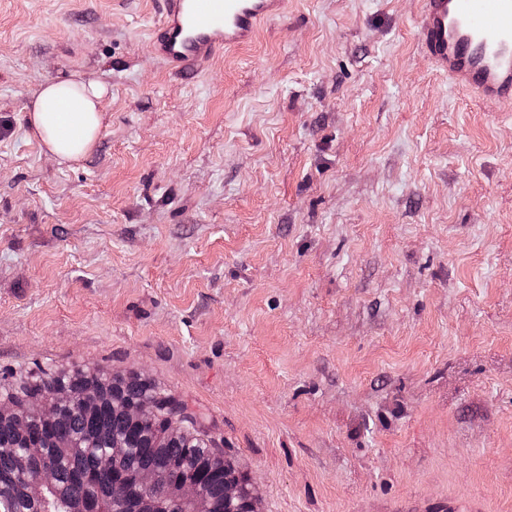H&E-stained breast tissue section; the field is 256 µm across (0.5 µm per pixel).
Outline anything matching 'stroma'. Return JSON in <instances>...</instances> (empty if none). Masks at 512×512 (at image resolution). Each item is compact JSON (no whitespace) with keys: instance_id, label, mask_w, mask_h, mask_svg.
<instances>
[{"instance_id":"35a3bbf8","label":"stroma","mask_w":512,"mask_h":512,"mask_svg":"<svg viewBox=\"0 0 512 512\" xmlns=\"http://www.w3.org/2000/svg\"><path fill=\"white\" fill-rule=\"evenodd\" d=\"M422 0H288L200 75L157 0H0V377L138 375L259 512H512V108ZM105 84L84 157L28 109Z\"/></svg>"}]
</instances>
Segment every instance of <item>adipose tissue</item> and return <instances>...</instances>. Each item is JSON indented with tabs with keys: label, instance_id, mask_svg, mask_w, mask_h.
<instances>
[{
	"label": "adipose tissue",
	"instance_id": "ef3b65f1",
	"mask_svg": "<svg viewBox=\"0 0 512 512\" xmlns=\"http://www.w3.org/2000/svg\"><path fill=\"white\" fill-rule=\"evenodd\" d=\"M105 95L104 86L76 79L43 85L29 118L46 151L62 162L86 154L100 127Z\"/></svg>",
	"mask_w": 512,
	"mask_h": 512
}]
</instances>
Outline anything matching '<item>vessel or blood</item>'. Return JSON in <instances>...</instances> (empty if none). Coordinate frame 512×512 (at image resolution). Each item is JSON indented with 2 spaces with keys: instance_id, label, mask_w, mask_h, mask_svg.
<instances>
[{
  "instance_id": "obj_1",
  "label": "vessel or blood",
  "mask_w": 512,
  "mask_h": 512,
  "mask_svg": "<svg viewBox=\"0 0 512 512\" xmlns=\"http://www.w3.org/2000/svg\"><path fill=\"white\" fill-rule=\"evenodd\" d=\"M285 0H160L149 33L153 55L195 74L217 54L242 47ZM419 47L434 70L476 98L512 106V0H423Z\"/></svg>"
}]
</instances>
